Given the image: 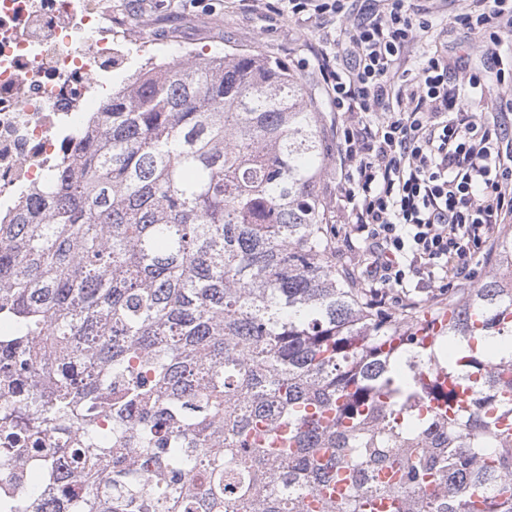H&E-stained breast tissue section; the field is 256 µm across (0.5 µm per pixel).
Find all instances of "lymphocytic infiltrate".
<instances>
[{"label":"lymphocytic infiltrate","instance_id":"f902f5d3","mask_svg":"<svg viewBox=\"0 0 512 512\" xmlns=\"http://www.w3.org/2000/svg\"><path fill=\"white\" fill-rule=\"evenodd\" d=\"M345 0H277L278 15L307 13L328 30ZM456 24L480 38L482 64L455 73L447 56L423 52L405 62L439 25L411 0H384L356 25L342 52L319 49L323 88L337 111L371 113L336 129L342 207L364 234L359 261L373 297L386 301L407 277L431 287L441 274L472 277L473 261L491 250L512 219V140L475 115L456 118L466 89L495 90L512 104L500 71L512 36V0H469Z\"/></svg>","mask_w":512,"mask_h":512}]
</instances>
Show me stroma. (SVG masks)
Listing matches in <instances>:
<instances>
[{
    "label": "stroma",
    "instance_id": "1",
    "mask_svg": "<svg viewBox=\"0 0 512 512\" xmlns=\"http://www.w3.org/2000/svg\"><path fill=\"white\" fill-rule=\"evenodd\" d=\"M274 0H112L120 18L141 24L147 34L172 45H188L200 56L234 48L250 50L281 60L301 77L318 110L328 139L336 137L337 117L324 95L314 69V54L321 32L302 16L274 18ZM433 17L447 24L439 38V50L449 59L469 56L479 63V42L453 19L462 8L460 0H415Z\"/></svg>",
    "mask_w": 512,
    "mask_h": 512
}]
</instances>
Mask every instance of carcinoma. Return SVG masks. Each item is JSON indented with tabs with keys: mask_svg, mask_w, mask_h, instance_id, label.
I'll use <instances>...</instances> for the list:
<instances>
[{
	"mask_svg": "<svg viewBox=\"0 0 512 512\" xmlns=\"http://www.w3.org/2000/svg\"><path fill=\"white\" fill-rule=\"evenodd\" d=\"M112 65L132 73L70 162L0 220V430L79 444L0 447V512H40L65 457L69 512H512V234L482 283L396 322L336 279L294 71Z\"/></svg>",
	"mask_w": 512,
	"mask_h": 512,
	"instance_id": "obj_1",
	"label": "carcinoma"
}]
</instances>
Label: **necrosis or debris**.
<instances>
[{
    "mask_svg": "<svg viewBox=\"0 0 512 512\" xmlns=\"http://www.w3.org/2000/svg\"><path fill=\"white\" fill-rule=\"evenodd\" d=\"M170 56L147 36L112 27L107 0H0V217L23 188L67 161L87 114L101 111L113 55Z\"/></svg>",
    "mask_w": 512,
    "mask_h": 512,
    "instance_id": "necrosis-or-debris-1",
    "label": "necrosis or debris"
}]
</instances>
